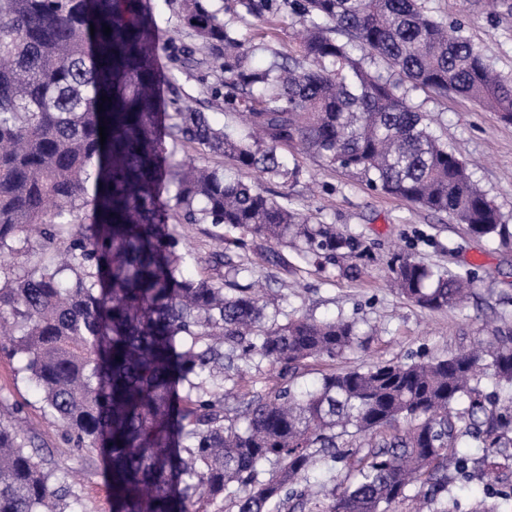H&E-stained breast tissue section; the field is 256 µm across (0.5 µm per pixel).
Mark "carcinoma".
<instances>
[{
  "label": "carcinoma",
  "mask_w": 512,
  "mask_h": 512,
  "mask_svg": "<svg viewBox=\"0 0 512 512\" xmlns=\"http://www.w3.org/2000/svg\"><path fill=\"white\" fill-rule=\"evenodd\" d=\"M166 2L194 40L171 49L173 68L219 72L205 93L237 124L185 106L174 82L161 112L145 0H0V349L18 358L67 441L106 463L112 512H294L288 503L306 498L302 481L319 462L344 478L311 512H391L412 491L431 512H458L452 480L512 461V406H487L494 394L512 400V338L331 370L301 389L311 361L361 343L356 322L281 321L252 288L226 292L224 267L249 270L251 253L277 263L265 243L319 265L363 255L359 238L240 176L297 179L292 148L511 249L512 227L411 92L453 94L512 122V77L423 0H224L221 11L210 0ZM286 13L303 27L288 51L273 34L240 38V23L273 26ZM177 147L233 170L177 160ZM193 224L233 248L197 276L179 231ZM471 274L406 256L393 285L422 309L445 310ZM263 362L280 368L277 382L226 403L225 383L241 385ZM345 436L364 454L340 450ZM466 436L482 459L462 450ZM67 475L19 431L16 413L0 414V512H80ZM469 512H512V488L484 484Z\"/></svg>",
  "instance_id": "cac0c4a2"
}]
</instances>
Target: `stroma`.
<instances>
[{"instance_id": "1", "label": "stroma", "mask_w": 512, "mask_h": 512, "mask_svg": "<svg viewBox=\"0 0 512 512\" xmlns=\"http://www.w3.org/2000/svg\"><path fill=\"white\" fill-rule=\"evenodd\" d=\"M148 4L159 30L158 66L166 74L171 69L170 43L186 44L190 38L165 0ZM425 8L446 22H463L492 68L512 75L511 15L491 0H425ZM413 98L433 116L437 135L468 162L474 179L498 205L503 223L512 225V122L451 94L417 91ZM300 165L298 180L266 177L264 189L335 225L340 233L357 236L365 253L357 260L340 258L321 266L304 263L293 275L287 264L295 255L286 250L283 265L256 262L254 277L288 314L350 318L367 335L362 345L336 359L311 362L304 383H315L333 367L446 356L477 343H497L501 334L512 332V249L494 239L476 238L448 215L371 188L359 172L309 157L301 158ZM406 255L440 270H473L468 299L449 311H428L398 297L388 281L397 257ZM17 366L16 360L0 356V411L18 412L26 436L68 468L83 512H112L100 459L72 448L44 416L37 393Z\"/></svg>"}]
</instances>
